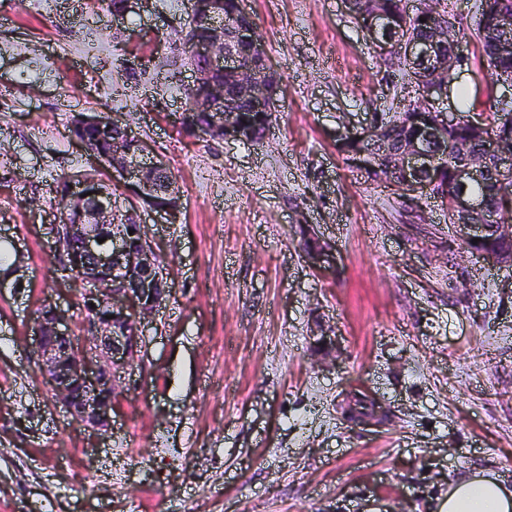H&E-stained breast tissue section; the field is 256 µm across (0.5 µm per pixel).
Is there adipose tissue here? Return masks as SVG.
<instances>
[{
	"instance_id": "obj_1",
	"label": "adipose tissue",
	"mask_w": 512,
	"mask_h": 512,
	"mask_svg": "<svg viewBox=\"0 0 512 512\" xmlns=\"http://www.w3.org/2000/svg\"><path fill=\"white\" fill-rule=\"evenodd\" d=\"M433 512H512V484L494 470L460 475L435 500Z\"/></svg>"
}]
</instances>
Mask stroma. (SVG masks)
Wrapping results in <instances>:
<instances>
[{"label":"stroma","mask_w":512,"mask_h":512,"mask_svg":"<svg viewBox=\"0 0 512 512\" xmlns=\"http://www.w3.org/2000/svg\"><path fill=\"white\" fill-rule=\"evenodd\" d=\"M480 4L438 0L465 35L435 110L512 101L487 79ZM245 7L280 83L258 144L179 128L188 0H133L120 18L97 0H0V246L24 274L0 289V512H428L470 467L512 484V267L334 146L339 125L399 111L417 85L344 0ZM83 112L131 123L181 199L175 223L142 217L169 295L105 431L71 421L31 345L48 302L87 334L48 232L57 178L90 166L69 132ZM309 225L336 256L327 273L303 258ZM358 393L376 419L348 418Z\"/></svg>","instance_id":"stroma-1"}]
</instances>
